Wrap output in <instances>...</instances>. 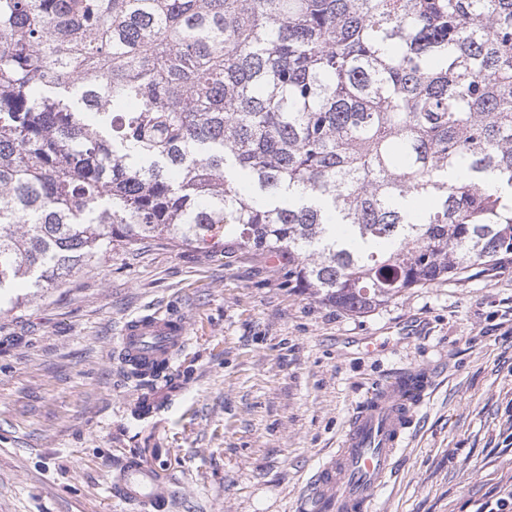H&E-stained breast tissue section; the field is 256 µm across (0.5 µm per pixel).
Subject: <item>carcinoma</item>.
I'll list each match as a JSON object with an SVG mask.
<instances>
[{
  "label": "carcinoma",
  "instance_id": "obj_1",
  "mask_svg": "<svg viewBox=\"0 0 512 512\" xmlns=\"http://www.w3.org/2000/svg\"><path fill=\"white\" fill-rule=\"evenodd\" d=\"M221 226L355 314L512 262V0H0V295Z\"/></svg>",
  "mask_w": 512,
  "mask_h": 512
}]
</instances>
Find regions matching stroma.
<instances>
[{
	"label": "stroma",
	"mask_w": 512,
	"mask_h": 512,
	"mask_svg": "<svg viewBox=\"0 0 512 512\" xmlns=\"http://www.w3.org/2000/svg\"><path fill=\"white\" fill-rule=\"evenodd\" d=\"M154 314L189 344L177 392L143 415L117 339ZM404 367L432 386L377 512H478L512 488V263L355 315L229 235L114 247L0 297V512H139L111 489L132 455L159 472L162 512H304L351 413Z\"/></svg>",
	"instance_id": "obj_1"
}]
</instances>
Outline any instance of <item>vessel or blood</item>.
<instances>
[{
	"instance_id": "vessel-or-blood-1",
	"label": "vessel or blood",
	"mask_w": 512,
	"mask_h": 512,
	"mask_svg": "<svg viewBox=\"0 0 512 512\" xmlns=\"http://www.w3.org/2000/svg\"><path fill=\"white\" fill-rule=\"evenodd\" d=\"M187 343L180 319L145 316L128 322L119 338L125 365L173 362ZM432 385L429 371H398L380 384L350 416L339 448L315 472L307 512H374L375 502L391 475L405 431ZM116 498L148 512L160 508L166 491L157 470L138 457L125 459L112 477Z\"/></svg>"
}]
</instances>
